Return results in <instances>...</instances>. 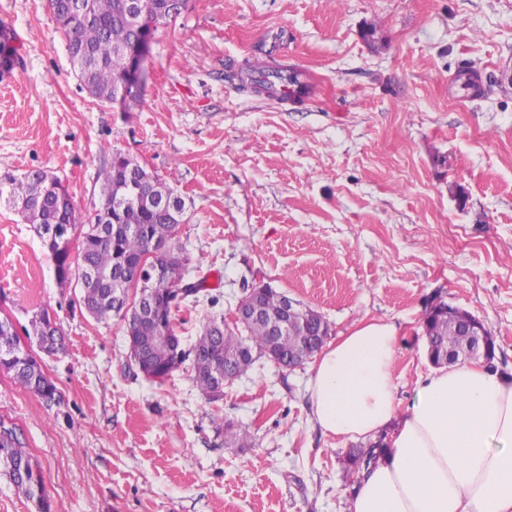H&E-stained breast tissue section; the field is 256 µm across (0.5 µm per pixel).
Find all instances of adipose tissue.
Returning a JSON list of instances; mask_svg holds the SVG:
<instances>
[{"label": "adipose tissue", "instance_id": "1", "mask_svg": "<svg viewBox=\"0 0 512 512\" xmlns=\"http://www.w3.org/2000/svg\"><path fill=\"white\" fill-rule=\"evenodd\" d=\"M395 324L361 320L321 351L308 382L310 414L339 439L394 432L350 512H512V377L468 365L422 376L400 409Z\"/></svg>", "mask_w": 512, "mask_h": 512}]
</instances>
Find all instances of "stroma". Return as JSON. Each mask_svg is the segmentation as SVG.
<instances>
[{
  "instance_id": "1",
  "label": "stroma",
  "mask_w": 512,
  "mask_h": 512,
  "mask_svg": "<svg viewBox=\"0 0 512 512\" xmlns=\"http://www.w3.org/2000/svg\"><path fill=\"white\" fill-rule=\"evenodd\" d=\"M0 23L21 45L0 77V174L52 171L88 216L113 151L130 154L184 198L178 239L224 313L254 270L321 312L330 338L396 324L401 406L432 368L421 317L437 293L483 322L512 376V0H189L124 111L82 87L47 0H0ZM260 52L306 72L302 102L226 80ZM474 66L483 88L459 103ZM77 297L0 208V313L21 327L53 310L65 336L40 357L56 403L0 371V424L54 512H349L342 458L368 442L315 426L310 365L259 360L211 402L190 364L162 385L137 375L122 323ZM218 416L252 447L225 443Z\"/></svg>"
}]
</instances>
